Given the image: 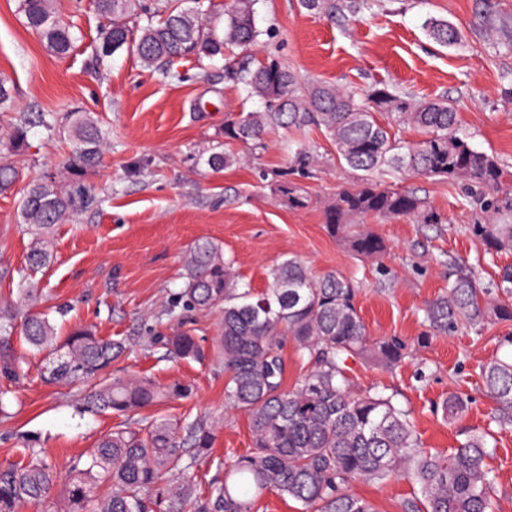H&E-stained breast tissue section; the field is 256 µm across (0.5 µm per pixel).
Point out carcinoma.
Wrapping results in <instances>:
<instances>
[{"mask_svg":"<svg viewBox=\"0 0 512 512\" xmlns=\"http://www.w3.org/2000/svg\"><path fill=\"white\" fill-rule=\"evenodd\" d=\"M54 0H19L26 24L58 55L69 53L78 36L75 26L55 11ZM259 0H233L227 11L208 16L186 0H94L100 19L94 48L98 67H106L121 51L135 55L143 66L163 71L173 60L215 58L233 47L260 44L255 25ZM424 26L443 46L461 41L454 25L429 18ZM224 77L246 94L268 103L263 112H239L224 125V145L262 142L273 127L314 126L334 144L338 157L365 173L324 207L327 233L352 253L381 258L385 240L357 220L366 216L411 217L419 224H440L442 217L412 191H398L370 178L379 172H411L460 182L476 196L483 216L472 226L488 254L512 251V200L497 194L506 173L494 157L479 151L460 131L458 112L448 100H417L386 87L375 88L358 101L328 82L302 86L298 76L278 59L260 64L245 55L226 62ZM11 80L0 74V111L13 101ZM408 125L420 134L409 145L392 140L376 115ZM71 152L65 160L72 188L54 178L35 177L26 187L20 217L31 235L27 268L36 272L54 258L56 225L70 220L89 201L83 184L106 149L97 120L89 112L68 114ZM29 119L13 126L10 145H25ZM242 160L230 151L214 152L207 164L219 170ZM17 173L0 162V193L10 192ZM279 202L290 209L308 205L303 191L284 177L274 186ZM184 288L161 317L170 333L159 337L163 357L202 362L207 353L186 313L222 312L213 345L224 365V401L248 419L251 451L224 460V481L200 499L188 476L196 459L208 456L213 433L199 417L148 418L140 412L187 398L191 389L179 380L160 384L149 377L112 376V364L127 352L121 338H101L85 325L58 335L49 314L35 310L39 297L21 289L27 311L0 305V379L17 382L25 375L24 357L13 346L17 338L43 356L42 377L51 384L97 380L99 387L83 398L88 412H111L126 423L102 437L86 459L73 461L63 491L64 512H255L268 492L302 503L309 512H377L368 500L352 493L356 481L385 483L403 478L416 488L402 512H492L498 492L485 431L472 430L448 453H430L421 446L411 412L379 390H352L346 362L358 359L397 368L410 357L397 336L369 335L357 307L358 289L334 272L315 276L295 256L267 272L265 288L257 293L236 271L232 256L218 244L201 239L187 250ZM512 322V266L498 280L479 286L473 268L457 265L448 293L424 309V346L437 334L461 325L479 333L485 322ZM293 341L304 373L294 387L284 384L285 340ZM488 395L502 412L498 423L512 421V358H495L481 368ZM470 399L451 395L440 406L442 415L459 420ZM22 439L23 460L0 471V512H17L22 503L40 506L52 494L54 468ZM181 479L175 490L162 486L165 475ZM109 481L110 488L102 489Z\"/></svg>","mask_w":512,"mask_h":512,"instance_id":"obj_1","label":"carcinoma"}]
</instances>
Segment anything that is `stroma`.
I'll return each instance as SVG.
<instances>
[{
	"label": "stroma",
	"instance_id": "1",
	"mask_svg": "<svg viewBox=\"0 0 512 512\" xmlns=\"http://www.w3.org/2000/svg\"><path fill=\"white\" fill-rule=\"evenodd\" d=\"M336 0L335 16L314 15L298 0H259L255 22L263 36L252 52L275 55L308 81H328L362 99L385 86L419 98L453 100L462 129L474 148L492 155L512 172V0H369L349 12ZM63 19L83 37L70 55L53 54L26 27L18 0H0V73L13 81L16 103L0 114V158L13 163L19 178L0 195V301L18 299L20 272L30 236L19 218L23 190L34 175L67 182L63 162L70 151L66 132L30 126L24 148L14 152L3 140L23 113L64 115L78 108L93 113L108 140L103 163L87 172L91 196L74 220L59 225L54 260L33 281L42 307L56 316L59 334L77 323L95 325L99 335L126 338L129 354L112 366L116 376L148 375L164 383L178 378L193 385V397L162 406V413L204 418L213 424L210 457L197 459L190 474L199 495L223 479L225 456L252 446L246 417L224 406V368L213 362L163 359L149 340L161 331L157 317L183 286V254L196 240L209 239L232 255L244 280L263 289L266 273L282 258L298 257L313 273L333 271L355 281L357 304L371 335L414 340L424 331L423 311L454 279L455 265L473 266L480 285L512 266V252L485 254L470 227L481 212L462 184L404 173L381 176L383 186L424 197L444 221L418 224L401 217L367 218L387 240L389 253L372 260L355 256L324 230L323 207L359 175L336 155L315 128H276L260 147L235 145L240 164L215 171L210 152L224 148V122L238 112L260 111L263 99H243L224 78V62L177 64L179 79L162 77L133 55H114L109 68L94 62L98 18L92 0H54ZM433 17L462 33L455 46L442 47L423 23ZM314 148L315 167L293 162V147ZM300 186L310 205L281 206L273 193L280 173ZM512 323H491L482 334L462 327L433 337L396 372L351 363L359 389L378 386L411 410L424 448L448 452L469 428L489 430L490 460L498 477L494 512H512V425L494 421L497 406L486 394L479 366L505 357L501 336ZM42 358L28 355L27 374L12 385L11 418H0V469L20 461L18 439L36 436L66 482L73 460L120 425L119 417L81 412L85 384L46 383ZM472 403L465 418L446 422L435 408L451 393ZM356 495L378 512H402L412 494L402 479L384 484L357 482Z\"/></svg>",
	"mask_w": 512,
	"mask_h": 512
}]
</instances>
